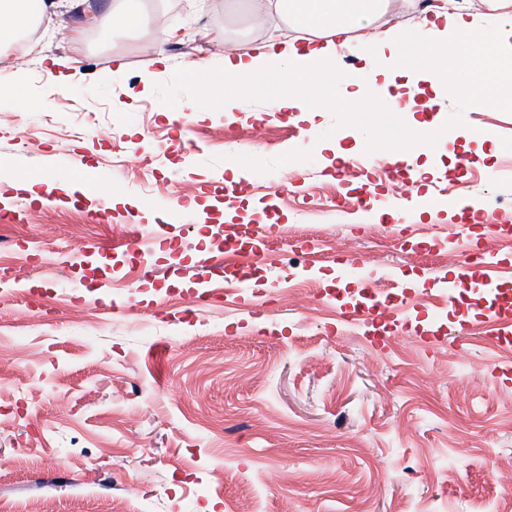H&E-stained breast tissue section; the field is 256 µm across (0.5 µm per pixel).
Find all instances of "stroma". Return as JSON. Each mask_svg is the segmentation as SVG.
<instances>
[{
  "label": "stroma",
  "mask_w": 512,
  "mask_h": 512,
  "mask_svg": "<svg viewBox=\"0 0 512 512\" xmlns=\"http://www.w3.org/2000/svg\"><path fill=\"white\" fill-rule=\"evenodd\" d=\"M57 2L59 33L38 34L19 57L0 49V81L51 94L42 112L0 104V165L56 180L88 171L110 193L30 203L0 181V213L20 216L0 247V270L20 283L0 301V503L496 512L512 492V345L491 341L484 309L512 299V112L471 111L456 88L422 80L408 112L306 118L272 110L284 76L228 89L239 110L198 112L184 71L200 64L202 82L223 81L225 42L266 40L248 28L249 0H139L136 31L93 35L113 0ZM431 98L447 137L398 171L376 143L411 134ZM169 103L178 120L163 114ZM179 135L192 150L160 152ZM229 161L251 172L235 187L241 209L266 207L272 233L304 231L259 260L243 299L195 307L199 278L224 285ZM347 163L366 172L373 200L323 214ZM416 194L445 204L418 215ZM461 198L503 206L463 223L450 208ZM192 200L196 210L164 223L170 204ZM395 206L400 220L385 219ZM136 224L159 239L130 268L113 246ZM443 230L490 255L497 293L477 302L474 285L440 287L463 261L434 247ZM346 259L379 296L399 295L406 316L347 321L326 284ZM50 448L62 464L47 475L38 457Z\"/></svg>",
  "instance_id": "obj_1"
}]
</instances>
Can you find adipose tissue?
I'll return each instance as SVG.
<instances>
[{"label": "adipose tissue", "mask_w": 512, "mask_h": 512, "mask_svg": "<svg viewBox=\"0 0 512 512\" xmlns=\"http://www.w3.org/2000/svg\"><path fill=\"white\" fill-rule=\"evenodd\" d=\"M439 0L433 16L418 31L407 33L384 26L388 0H251L249 19L254 26L276 28L280 21L312 35L324 44L297 47L284 41L259 47L257 52L225 55L224 78L242 88L289 75L291 93L274 102L278 112L315 113L333 107L341 112L396 109L400 94L375 95L368 81L354 79L336 66L350 35L361 32V46L389 50L408 61L432 85L447 84L462 91L471 111L494 106L511 108L503 95L498 64L512 58V0ZM57 14L46 0H0V49L17 44L32 30L57 24ZM322 84L314 99L307 90Z\"/></svg>", "instance_id": "obj_1"}]
</instances>
